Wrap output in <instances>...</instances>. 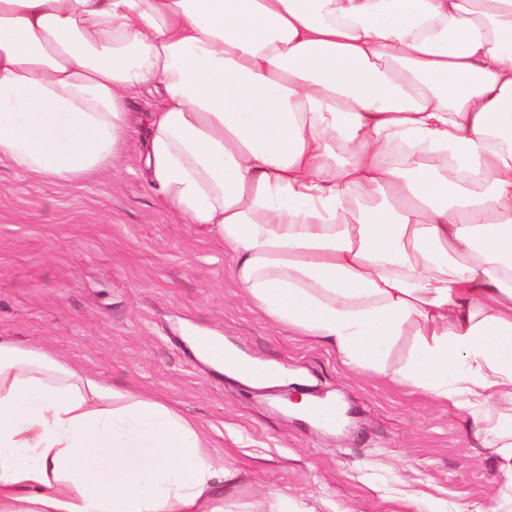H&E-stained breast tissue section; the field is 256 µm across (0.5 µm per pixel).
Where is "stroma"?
<instances>
[{
  "mask_svg": "<svg viewBox=\"0 0 512 512\" xmlns=\"http://www.w3.org/2000/svg\"><path fill=\"white\" fill-rule=\"evenodd\" d=\"M142 134L118 168L76 184L0 162V339L44 347L108 384L195 420L216 462L239 474L227 512H512L500 449L467 412L394 382L414 339L384 374L273 326L236 288L224 244L181 223L147 184ZM210 335L272 371L262 385L198 359ZM333 401L325 428L295 403Z\"/></svg>",
  "mask_w": 512,
  "mask_h": 512,
  "instance_id": "stroma-1",
  "label": "stroma"
}]
</instances>
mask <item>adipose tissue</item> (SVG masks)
<instances>
[{
	"label": "adipose tissue",
	"instance_id": "adipose-tissue-1",
	"mask_svg": "<svg viewBox=\"0 0 512 512\" xmlns=\"http://www.w3.org/2000/svg\"><path fill=\"white\" fill-rule=\"evenodd\" d=\"M156 97L153 111L132 99ZM148 184L273 324L512 405V0H0V162ZM196 423L0 341V512H225Z\"/></svg>",
	"mask_w": 512,
	"mask_h": 512
}]
</instances>
